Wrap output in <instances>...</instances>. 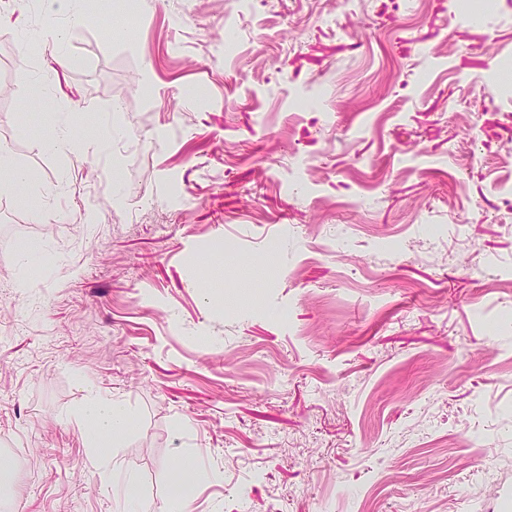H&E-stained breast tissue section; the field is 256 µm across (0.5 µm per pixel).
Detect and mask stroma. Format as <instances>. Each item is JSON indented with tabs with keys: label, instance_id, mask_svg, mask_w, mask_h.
Returning <instances> with one entry per match:
<instances>
[{
	"label": "stroma",
	"instance_id": "obj_1",
	"mask_svg": "<svg viewBox=\"0 0 512 512\" xmlns=\"http://www.w3.org/2000/svg\"><path fill=\"white\" fill-rule=\"evenodd\" d=\"M7 2L15 512H512V0ZM45 8L51 13L66 15L73 24H78L82 19L86 1L85 0H45ZM79 424L91 439L93 447L108 448L131 430L133 418L121 403L96 395L87 398Z\"/></svg>",
	"mask_w": 512,
	"mask_h": 512
}]
</instances>
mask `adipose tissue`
<instances>
[{
  "instance_id": "obj_1",
  "label": "adipose tissue",
  "mask_w": 512,
  "mask_h": 512,
  "mask_svg": "<svg viewBox=\"0 0 512 512\" xmlns=\"http://www.w3.org/2000/svg\"><path fill=\"white\" fill-rule=\"evenodd\" d=\"M79 424L94 447L108 448L131 430L133 418L121 403L96 395L87 398Z\"/></svg>"
}]
</instances>
